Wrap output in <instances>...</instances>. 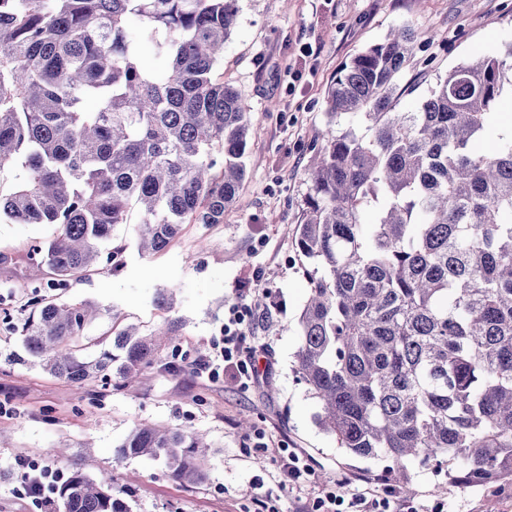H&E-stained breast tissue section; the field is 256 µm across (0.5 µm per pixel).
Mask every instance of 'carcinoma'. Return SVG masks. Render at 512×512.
Masks as SVG:
<instances>
[{"label":"carcinoma","instance_id":"1","mask_svg":"<svg viewBox=\"0 0 512 512\" xmlns=\"http://www.w3.org/2000/svg\"><path fill=\"white\" fill-rule=\"evenodd\" d=\"M239 0H0V219L53 224L36 249L53 275H89L131 209L138 246L165 250L184 224H222L245 180L251 107L213 71ZM421 43L411 25L345 63L309 169L297 226L308 299L296 373L339 447L383 457L400 491L407 463L461 460L472 485L512 477V135L488 150L512 91L504 56L460 64L415 110L397 76ZM148 45L163 68L140 64ZM95 101V111L86 104ZM343 118L367 123L337 129ZM84 301L40 300L21 328L28 357L75 383L124 379L158 358L157 337L84 342ZM202 435L137 426L124 458L203 478ZM62 512H128L74 471Z\"/></svg>","mask_w":512,"mask_h":512}]
</instances>
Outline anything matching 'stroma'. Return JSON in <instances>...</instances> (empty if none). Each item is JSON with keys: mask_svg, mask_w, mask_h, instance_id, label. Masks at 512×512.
Segmentation results:
<instances>
[{"mask_svg": "<svg viewBox=\"0 0 512 512\" xmlns=\"http://www.w3.org/2000/svg\"><path fill=\"white\" fill-rule=\"evenodd\" d=\"M237 26L214 71L248 102L253 131L247 176L220 224H186L166 250L137 248L139 215L113 232L119 255L103 249L82 281L57 280L33 259L51 224L0 222V512H38L21 482L19 459L48 470H80L106 481L130 512H296L299 500L331 491L343 477L386 474V462L339 448L315 422L318 401L296 374L300 313L308 297L295 246L309 190L308 166L326 126L328 90L355 54L395 28L422 33L398 77L402 111L414 109L439 77L512 43V0H239ZM265 293L267 316L249 312L247 341L260 352L258 381L198 373L194 361L224 338L241 289ZM170 292L174 302L158 303ZM88 300L101 308L89 338L112 324L151 334L170 323L174 343L144 378L87 389L41 367L17 363L21 327L37 300ZM205 434V476L174 480L161 460L122 459L118 447L139 425ZM289 448L312 470L289 486L274 449ZM462 465H407L416 512H512V479L473 486Z\"/></svg>", "mask_w": 512, "mask_h": 512, "instance_id": "35a3bbf8", "label": "stroma"}]
</instances>
